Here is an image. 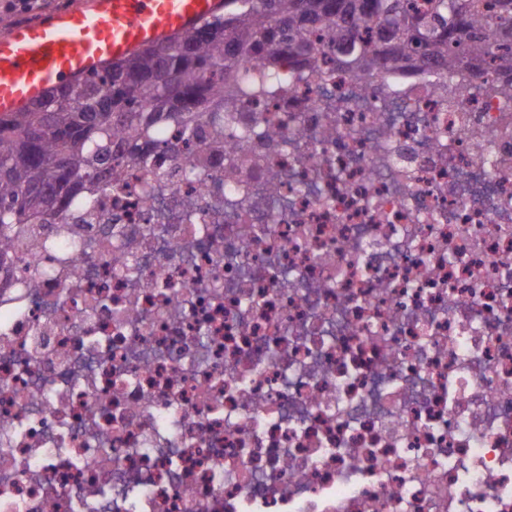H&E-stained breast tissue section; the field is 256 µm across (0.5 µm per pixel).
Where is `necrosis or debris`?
<instances>
[{
    "label": "necrosis or debris",
    "instance_id": "necrosis-or-debris-1",
    "mask_svg": "<svg viewBox=\"0 0 512 512\" xmlns=\"http://www.w3.org/2000/svg\"><path fill=\"white\" fill-rule=\"evenodd\" d=\"M0 266V512H512V80L262 90Z\"/></svg>",
    "mask_w": 512,
    "mask_h": 512
}]
</instances>
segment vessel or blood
I'll use <instances>...</instances> for the list:
<instances>
[{"mask_svg":"<svg viewBox=\"0 0 512 512\" xmlns=\"http://www.w3.org/2000/svg\"><path fill=\"white\" fill-rule=\"evenodd\" d=\"M225 0H86L0 36V117L222 15Z\"/></svg>","mask_w":512,"mask_h":512,"instance_id":"b4317fda","label":"vessel or blood"}]
</instances>
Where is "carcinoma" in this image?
<instances>
[{
	"label": "carcinoma",
	"mask_w": 512,
	"mask_h": 512,
	"mask_svg": "<svg viewBox=\"0 0 512 512\" xmlns=\"http://www.w3.org/2000/svg\"><path fill=\"white\" fill-rule=\"evenodd\" d=\"M200 28L111 62L0 119V260L35 247L34 225L48 224L73 201L146 161L155 128L186 140L206 104L239 88L258 89L253 65L275 69L288 56L314 67L344 41L336 66L363 82L404 66L469 72L477 83L512 79V0H227ZM327 30L322 44L313 38ZM394 31L384 44L381 35ZM124 152L112 154V139Z\"/></svg>",
	"instance_id": "carcinoma-1"
}]
</instances>
